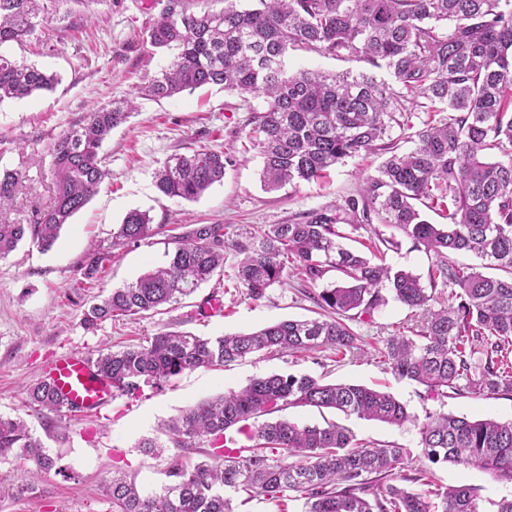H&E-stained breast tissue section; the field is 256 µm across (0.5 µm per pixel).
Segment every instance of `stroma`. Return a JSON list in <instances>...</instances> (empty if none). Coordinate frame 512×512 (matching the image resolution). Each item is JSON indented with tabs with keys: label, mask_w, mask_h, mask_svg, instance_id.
Here are the masks:
<instances>
[{
	"label": "stroma",
	"mask_w": 512,
	"mask_h": 512,
	"mask_svg": "<svg viewBox=\"0 0 512 512\" xmlns=\"http://www.w3.org/2000/svg\"><path fill=\"white\" fill-rule=\"evenodd\" d=\"M149 2L93 0L82 5L64 0L47 14L27 44L11 48V55L57 73L60 80L53 91L0 104V169L25 175L6 222H29L35 210L51 203L50 148L59 134L93 109L132 94L135 85L170 60V52L153 48L146 39L145 31L158 14ZM289 66L294 71L336 74L370 70L363 60L313 51L292 52ZM373 73L380 80L390 78L383 69ZM247 109L236 93L219 86L160 101L139 98L134 115L113 130L104 146L108 178L64 226L55 246L42 252L24 242L0 259V415L22 418L58 457L56 470L37 480L32 477V462L0 458V481L15 490L14 495L0 497V512H112L102 488L116 473L147 488H159L176 449L167 446L162 456L152 458L140 452L139 442L161 436L168 421L198 401L241 388L263 374H309L381 388L420 417L441 409L471 419L512 420V397L466 395L442 403L426 401L422 386L396 378L385 368L373 355V347L383 346L399 328L421 318L419 311L393 300L376 309L371 318L352 322L366 350L358 358L337 362L328 351L311 356L255 355L221 368L184 372L162 388H144L134 399L115 397L109 405L72 420L29 407L25 388L44 379L54 358L66 352L85 355L105 346L118 349L165 331L209 337L248 332L281 319L311 317L315 306L297 284L271 288L258 300L235 287L234 244L247 240L257 226L284 224L307 210L342 203L357 193L366 176L375 173L384 156L376 152L351 158L318 180L264 191L261 158L245 137ZM205 141L215 142L230 159L223 181L194 202L159 196L155 171L170 156L189 152ZM133 209L148 211L153 224L164 225V233L141 245L116 249L97 287L78 288L76 261L91 243L110 245L113 227ZM192 224L225 225L223 275L214 276L164 313L147 314L133 322L109 320L94 330L84 327V301L135 281L147 268L166 264L172 249L169 237ZM211 298L222 302L223 312L207 310L198 315L199 306ZM345 424L358 438L410 448L409 470L431 469L440 485L480 487L483 512H495L496 501L512 497V483L492 481L473 469L430 464L414 427L355 417L347 418ZM33 481L38 484L34 495L26 491Z\"/></svg>",
	"instance_id": "1"
}]
</instances>
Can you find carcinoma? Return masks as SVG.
<instances>
[{"mask_svg":"<svg viewBox=\"0 0 512 512\" xmlns=\"http://www.w3.org/2000/svg\"><path fill=\"white\" fill-rule=\"evenodd\" d=\"M58 0H0V103L50 91L58 83L3 51L34 35L39 17ZM224 0L218 12L189 9L169 0L149 29L152 46L174 51L167 65L136 94L154 100L186 90L220 85L249 108L248 138L260 149L261 182L278 190L323 177L336 164L361 154L388 156L376 173L342 204L308 210L286 224H267L235 244L236 287L259 300L292 278L312 288L334 271L338 279L314 301L320 318L287 319L247 333L202 337L164 332L144 345L98 350V375L113 394L136 398L142 386H161L186 371L218 367L255 353L331 351L345 359L362 353L348 321L371 316L395 301L422 311L421 323L386 340L377 350L394 376L425 388L423 399L456 395L512 396V0ZM297 50L358 57L386 69L405 90L368 73L329 75L288 69ZM446 106L448 117L431 120L415 146L399 151L385 141L400 125L396 114L418 99ZM135 110L129 98L94 109L52 143L53 202L28 224H0V259L27 239L52 248L63 227L96 194L108 174L102 152L112 131ZM224 151L199 144L170 157L154 176L159 195L196 200L224 179ZM23 174L0 172V212L13 206ZM427 201L445 213L432 224L417 208ZM387 224L433 254L430 288L409 270H392L384 249L396 236L378 237L372 257L340 240L370 224ZM146 211L128 212L112 232V246L92 244L76 262L82 282L97 279L113 250L158 234ZM222 224H198L172 237L166 266L114 288L89 304L87 329L107 320H136L178 303L216 273L224 272ZM472 253L480 265L453 256ZM487 269L504 272L488 276ZM451 287L448 298L437 285ZM440 308L434 309L432 305ZM30 407L60 417L72 414L50 379L26 389ZM334 409L391 426L417 427L419 445L433 463L475 468L493 481H512V421L471 420L408 412L393 394L363 385L331 383L310 375L270 374L238 390L202 400L165 425L184 453L168 462L167 484L146 491L125 476L106 486L112 512H235L234 500L264 499L288 512H482L481 488L443 487L428 470L405 473L411 451L359 439L347 426H300L273 414L289 407ZM249 441L237 445L233 433ZM208 444L206 460L191 463L187 452ZM13 454L36 466L33 479L56 459L30 433L24 420L0 416V456Z\"/></svg>","mask_w":512,"mask_h":512,"instance_id":"obj_1","label":"carcinoma"}]
</instances>
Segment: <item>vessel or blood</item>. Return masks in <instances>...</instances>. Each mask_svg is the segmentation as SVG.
<instances>
[{
	"label": "vessel or blood",
	"instance_id": "1",
	"mask_svg": "<svg viewBox=\"0 0 512 512\" xmlns=\"http://www.w3.org/2000/svg\"><path fill=\"white\" fill-rule=\"evenodd\" d=\"M51 376L57 390L77 410L104 406L112 399V386L98 376L88 356L65 355L56 360Z\"/></svg>",
	"mask_w": 512,
	"mask_h": 512
}]
</instances>
